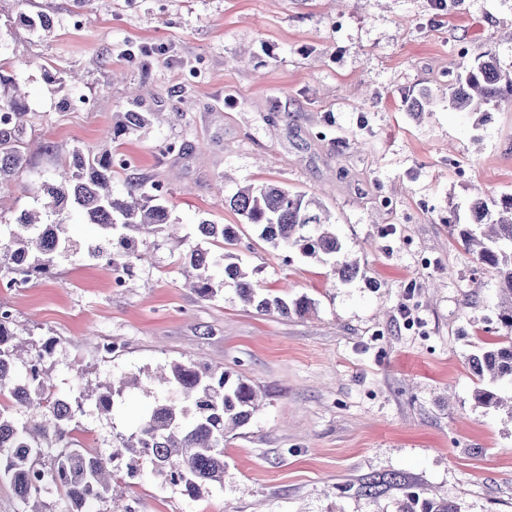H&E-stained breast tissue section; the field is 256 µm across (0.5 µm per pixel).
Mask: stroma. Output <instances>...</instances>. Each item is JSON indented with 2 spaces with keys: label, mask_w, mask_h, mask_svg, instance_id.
<instances>
[{
  "label": "stroma",
  "mask_w": 512,
  "mask_h": 512,
  "mask_svg": "<svg viewBox=\"0 0 512 512\" xmlns=\"http://www.w3.org/2000/svg\"><path fill=\"white\" fill-rule=\"evenodd\" d=\"M436 2L91 0L77 17L71 0L0 6L53 20L47 36L0 32V55L35 62L19 182L39 186L73 149L112 148L130 161L114 190L162 183L180 227L140 241L118 286L89 255L100 228L70 217L75 253L57 257L56 276L0 289L21 338L52 340L58 396L140 375L110 417L83 416L91 450L171 398L149 375L174 359L233 368L263 397L224 441L223 488L192 501L146 470L116 487L129 512H396L399 487L362 491L396 474L461 512H512V416L475 401L471 364L497 328L496 283L450 233L470 223L475 193L512 196V100L483 123L448 106L449 85L483 56L512 71V0ZM130 110L163 120L107 138ZM267 181L319 198L354 278L272 248L222 206ZM205 219L239 225L235 253L256 288L307 296L310 311L262 314L233 286L209 300L186 288L179 257Z\"/></svg>",
  "instance_id": "1"
}]
</instances>
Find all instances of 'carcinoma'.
<instances>
[{"instance_id": "cac0c4a2", "label": "carcinoma", "mask_w": 512, "mask_h": 512, "mask_svg": "<svg viewBox=\"0 0 512 512\" xmlns=\"http://www.w3.org/2000/svg\"><path fill=\"white\" fill-rule=\"evenodd\" d=\"M13 26L52 31V19L43 13L19 12ZM20 64L0 58V189L15 181L26 164L23 150L28 100L21 93ZM512 99V73L503 72L495 58L480 61L448 87V106L458 112L487 116L489 106ZM153 112H122L113 137L141 128ZM128 166L121 156L105 151L90 155L74 149L62 164L60 182L44 193L45 217L22 210L14 222L0 215V273L27 284L53 274L59 253L71 250L65 237L67 218L78 213L87 224L99 226L104 243L89 255L105 261L112 271L132 275L141 254L136 236L175 230L169 210L161 203V185L137 181L124 194L112 188L114 168ZM224 203L248 224L262 227L261 237L273 248L298 250L307 257L334 256L342 244L328 210L313 196L291 192L276 184L239 189ZM472 224H458L453 232L462 246L477 254L498 287L497 336L482 354L472 358L479 377L512 383V197L501 203L478 199L472 205ZM200 234L218 248H193L180 256V266L193 291L211 299L231 284L240 299L264 314L303 315L309 298L288 300V292H257L249 272L231 248L237 244L235 224H198ZM10 309L0 304V479H8L25 512H45L41 499L53 486L69 501L71 512H89L93 503H116L114 485L133 478L143 466L181 493L198 501L224 485V437L246 425L258 411L260 398L242 376L205 364L172 361L161 369L162 383L176 397L157 403L129 434H116L107 453L86 450L75 437L85 407L102 414L112 410L114 397L127 382L84 384L68 408L60 407L47 387V369L31 368L34 349L15 340ZM24 409V417L16 416ZM398 512H460L458 505L408 492Z\"/></svg>"}]
</instances>
